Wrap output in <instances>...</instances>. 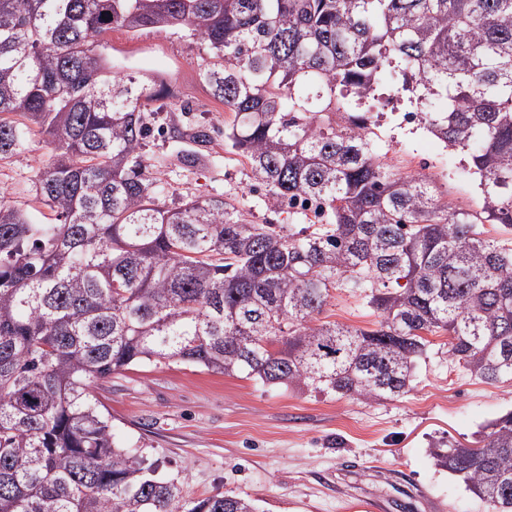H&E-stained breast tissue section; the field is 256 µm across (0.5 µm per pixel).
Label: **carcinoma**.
I'll list each match as a JSON object with an SVG mask.
<instances>
[{
	"mask_svg": "<svg viewBox=\"0 0 512 512\" xmlns=\"http://www.w3.org/2000/svg\"><path fill=\"white\" fill-rule=\"evenodd\" d=\"M173 27L212 55L200 77L234 113L225 145L325 227L161 201L141 154L156 90L93 46ZM397 74L423 128L468 157L478 210L374 150L357 108ZM36 128L54 155L34 187L57 223L0 194V512H257L188 500L117 445L91 389L129 366L380 400L410 391L439 334L472 375L512 380V237L484 230L512 234V0H0V159ZM333 290L373 327L317 322ZM434 457L512 512V412Z\"/></svg>",
	"mask_w": 512,
	"mask_h": 512,
	"instance_id": "1",
	"label": "carcinoma"
}]
</instances>
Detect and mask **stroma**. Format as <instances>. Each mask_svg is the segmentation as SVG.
<instances>
[{"label": "stroma", "mask_w": 512, "mask_h": 512, "mask_svg": "<svg viewBox=\"0 0 512 512\" xmlns=\"http://www.w3.org/2000/svg\"><path fill=\"white\" fill-rule=\"evenodd\" d=\"M100 52L117 72H136L160 90L145 119L142 154L162 183L166 205L193 196L224 197L256 224H284L285 208L258 186L246 160L227 152L224 127L232 112L199 73L210 53L184 28L115 29ZM407 96L381 102L374 147L402 171L436 178L444 200L474 209L478 179L467 159L429 133L405 125ZM207 132L196 144L191 136ZM198 153L196 163L181 162ZM53 158L48 136H31L20 159L0 160V192L38 224L54 215L34 191ZM321 320L371 327L375 316L358 297L334 293ZM116 442L155 462L160 477L178 481L198 499L217 492L255 501L258 512H488L462 481L437 466L445 442L471 445L481 427L512 410V382L485 384L452 361L443 337L431 339L411 391L367 401L269 386L213 374L182 363L143 364L95 385Z\"/></svg>", "instance_id": "stroma-1"}]
</instances>
